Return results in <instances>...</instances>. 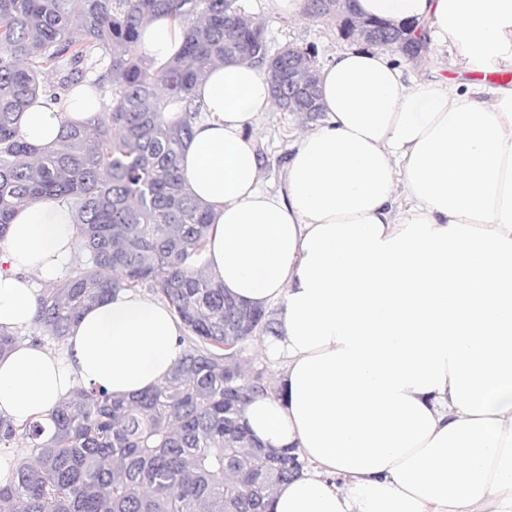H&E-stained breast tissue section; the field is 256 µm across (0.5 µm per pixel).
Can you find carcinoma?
<instances>
[{
  "mask_svg": "<svg viewBox=\"0 0 512 512\" xmlns=\"http://www.w3.org/2000/svg\"><path fill=\"white\" fill-rule=\"evenodd\" d=\"M157 15L182 28L181 49L160 66L134 53ZM232 61L267 65L284 108L288 52L270 53L238 0H0V242L19 207L55 199L89 254L40 293L36 322L62 344L83 308L145 286L187 332L170 375L130 399L80 387L52 411L48 436L38 422L0 418V445L35 451L0 486V512H268L273 489L304 467L287 450L262 451L242 422L245 406L274 389L236 351L276 332L271 313L197 268L213 218L180 157L202 116L196 85L213 63ZM47 67L59 72L51 100L95 71L110 102L93 125L65 127L60 147L42 150L18 122L45 92Z\"/></svg>",
  "mask_w": 512,
  "mask_h": 512,
  "instance_id": "cac0c4a2",
  "label": "carcinoma"
}]
</instances>
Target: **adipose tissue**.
Segmentation results:
<instances>
[{
    "mask_svg": "<svg viewBox=\"0 0 512 512\" xmlns=\"http://www.w3.org/2000/svg\"><path fill=\"white\" fill-rule=\"evenodd\" d=\"M358 14L426 22L474 73L512 71V0H356ZM178 25L154 17L142 51L167 61ZM326 113L298 132L283 187L263 185L250 130L273 111L248 62L197 84L203 120L180 166L214 213L206 274L279 309L266 352L280 393L243 413L263 448L305 466L271 512H512V83L413 79L387 51L351 47L320 69ZM84 82L19 119L38 148L101 112ZM78 254L70 209L17 210L0 244V326L32 323L39 288ZM167 305L122 290L80 315L63 355L22 340L0 356V417L49 425L78 387L129 398L181 355Z\"/></svg>",
    "mask_w": 512,
    "mask_h": 512,
    "instance_id": "obj_1",
    "label": "adipose tissue"
}]
</instances>
